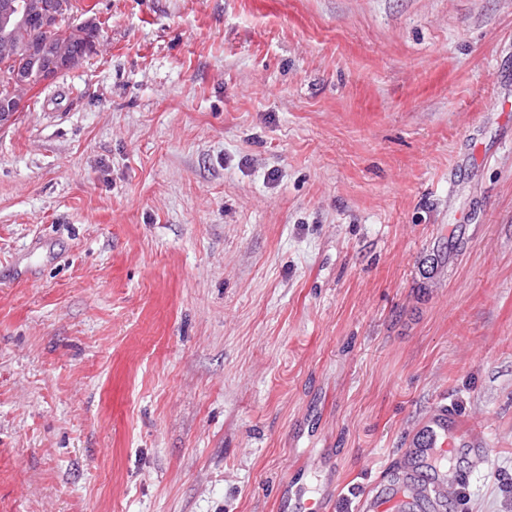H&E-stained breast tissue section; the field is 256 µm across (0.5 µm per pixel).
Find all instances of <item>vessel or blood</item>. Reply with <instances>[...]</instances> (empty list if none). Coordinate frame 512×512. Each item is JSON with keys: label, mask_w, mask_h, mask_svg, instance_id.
I'll list each match as a JSON object with an SVG mask.
<instances>
[{"label": "vessel or blood", "mask_w": 512, "mask_h": 512, "mask_svg": "<svg viewBox=\"0 0 512 512\" xmlns=\"http://www.w3.org/2000/svg\"><path fill=\"white\" fill-rule=\"evenodd\" d=\"M421 444L415 445V453L424 448H458L464 446L461 435L448 430V408L437 407L427 419L421 433ZM462 476L444 473L427 480L413 473L393 478L384 484H376L359 491L356 496L357 512H420L424 501L443 505L450 499L454 488L464 485Z\"/></svg>", "instance_id": "b4317fda"}]
</instances>
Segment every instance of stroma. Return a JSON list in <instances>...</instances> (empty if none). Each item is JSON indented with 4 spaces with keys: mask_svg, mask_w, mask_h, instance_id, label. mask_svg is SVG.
<instances>
[{
    "mask_svg": "<svg viewBox=\"0 0 512 512\" xmlns=\"http://www.w3.org/2000/svg\"><path fill=\"white\" fill-rule=\"evenodd\" d=\"M0 128V512H305L485 441L512 512V0H77ZM421 437L426 440L424 448H441L442 451H447L448 448H461L467 442L459 433L452 434L448 431L447 405H441L434 410L425 422Z\"/></svg>",
    "mask_w": 512,
    "mask_h": 512,
    "instance_id": "obj_1",
    "label": "stroma"
}]
</instances>
